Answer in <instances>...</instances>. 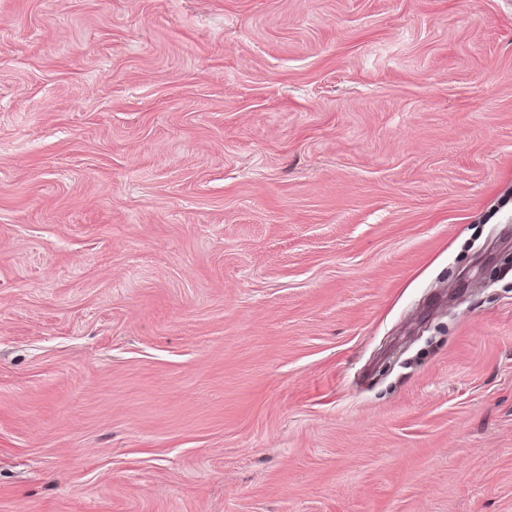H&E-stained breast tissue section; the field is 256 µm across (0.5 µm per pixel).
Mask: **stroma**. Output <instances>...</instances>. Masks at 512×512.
<instances>
[{
	"label": "stroma",
	"mask_w": 512,
	"mask_h": 512,
	"mask_svg": "<svg viewBox=\"0 0 512 512\" xmlns=\"http://www.w3.org/2000/svg\"><path fill=\"white\" fill-rule=\"evenodd\" d=\"M512 0H0V512H512Z\"/></svg>",
	"instance_id": "obj_1"
}]
</instances>
